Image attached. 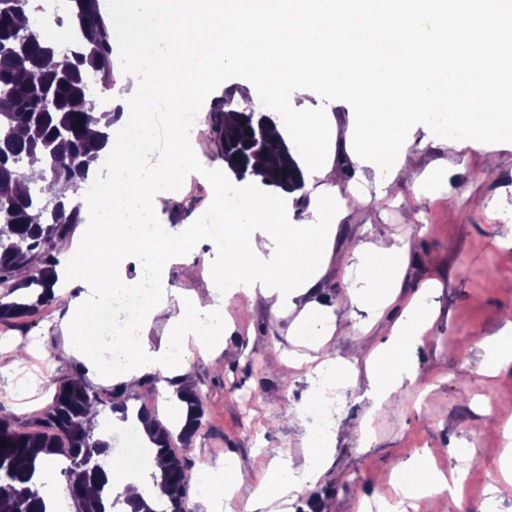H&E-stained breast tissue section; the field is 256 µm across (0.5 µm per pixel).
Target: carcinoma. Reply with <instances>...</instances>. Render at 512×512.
<instances>
[{"mask_svg":"<svg viewBox=\"0 0 512 512\" xmlns=\"http://www.w3.org/2000/svg\"><path fill=\"white\" fill-rule=\"evenodd\" d=\"M30 13L18 4L0 7V281L26 272L13 291L38 288L29 302L0 301V321L37 314L55 300L58 282L54 254L75 224L83 223L81 205L69 206L53 193L58 182L78 192L88 180L84 158L97 153L107 134L91 127L112 124L88 92L87 75L112 82V39L99 0H70V25L77 30V52L62 59L55 46L27 23ZM217 111L212 130L224 151V162L242 180L260 174L264 183L294 191L301 170L284 140L271 136L267 115L236 112L229 124ZM83 124H78V121ZM40 167L42 185L26 186L27 170ZM187 403V424L178 439L188 444L199 429L202 402L192 389L178 391ZM98 403L85 385L60 384L40 422L28 430L22 423L0 420V512H45L39 476L52 459H66L64 474L76 512H110L112 481L99 463L110 451L108 441L82 426L87 409ZM136 420L150 429L156 456L165 460L154 485L166 497L170 512H186L188 478L183 458L173 448L172 433L146 406Z\"/></svg>","mask_w":512,"mask_h":512,"instance_id":"1","label":"carcinoma"}]
</instances>
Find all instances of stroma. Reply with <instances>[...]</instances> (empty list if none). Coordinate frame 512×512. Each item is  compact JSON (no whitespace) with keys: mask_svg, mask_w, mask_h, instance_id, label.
I'll use <instances>...</instances> for the list:
<instances>
[{"mask_svg":"<svg viewBox=\"0 0 512 512\" xmlns=\"http://www.w3.org/2000/svg\"><path fill=\"white\" fill-rule=\"evenodd\" d=\"M261 103L246 79L222 82L205 100L198 119L208 124L213 110L224 104ZM297 108L325 106L330 124V160L338 178L336 192H357L350 205L331 206L329 223L336 230L333 260L324 263L315 291L298 299V307L322 300L332 306L337 322L353 325L350 333L335 332L326 352L337 362L362 364L366 354L382 346L411 300H427L436 319L411 363L414 383L404 384L387 407L370 412L360 388H337L338 409L324 453L325 466L315 482L306 484L294 502L295 512H382L396 497L393 475L418 455H429L431 467L449 479H459L462 501L439 496L432 512H486L487 488L497 484V512H512V482L496 480V465L512 426V370L493 378L479 375L485 359L472 339L491 336L503 326L501 313L512 310V245L504 241L502 217H512V150L449 148L447 139L419 131L398 169L384 173L373 166L350 163L354 113L343 101L322 103L307 90L295 91ZM389 180L386 195L375 184ZM212 189L201 175L189 174L180 190L164 199L157 217L171 233L186 229L212 200ZM386 238L407 255L404 278L395 301L378 317L340 293L355 264V248ZM216 257L212 242H201L182 260L166 264L165 289L222 296L212 277ZM80 289L60 288L41 314L11 324L0 323V419L31 422L43 416L60 383L85 372L83 360L69 352L70 303ZM224 296V295H223ZM227 298V297H226ZM296 313L275 317L268 306L246 294L227 298L225 329L215 348L216 360L196 359L186 385L203 399L202 425L182 455L188 465L190 512H208L200 497L197 475L209 468L212 479L223 478L225 460H234L252 479H263L271 468L267 451L283 449L292 471H299L311 449L307 437L311 417H297L316 382L317 366L289 371L288 353ZM367 333H359V326ZM311 353V345L297 347ZM24 385L25 396L13 395ZM88 387L98 397L122 394L129 408L147 406L172 432L180 426L161 382L143 378L137 395L102 377ZM473 453L469 463L458 461L456 445Z\"/></svg>","mask_w":512,"mask_h":512,"instance_id":"obj_1","label":"stroma"}]
</instances>
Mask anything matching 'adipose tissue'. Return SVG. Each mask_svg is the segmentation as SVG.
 <instances>
[{
	"label": "adipose tissue",
	"instance_id": "obj_1",
	"mask_svg": "<svg viewBox=\"0 0 512 512\" xmlns=\"http://www.w3.org/2000/svg\"><path fill=\"white\" fill-rule=\"evenodd\" d=\"M303 190L308 193L310 205L306 216L291 222L293 198L280 192L256 199L249 213L251 227L278 226L276 256L265 259L255 253L251 239L238 232L224 247V260L213 269V277L227 285L232 292H242L265 302L274 316L281 317L299 311L304 323H321L322 328L314 342L323 348L337 330L335 319L326 318L325 305L312 302L297 309L296 301L315 288L323 260L331 255L330 241L333 227L326 224L325 214L331 198L329 190L334 178L333 165L311 162L302 171ZM360 279L366 280L367 290H360L359 281L348 282L346 295L361 302L369 312L379 313L394 299L393 289L405 270L396 246L381 241L358 245L355 250ZM434 319L430 305L413 302L406 306L403 318L393 329L402 347L416 348ZM363 396L371 411L380 410L403 384L397 351L385 348L370 351L365 362ZM273 484H253L236 466L226 473L228 483L236 493L245 495L247 503L263 500L274 504L276 512H293L291 505L301 493L304 483L316 480L322 471L321 457H311L301 478H293L283 451L272 453ZM401 499L435 498L441 494L458 496L457 484L434 472L426 458L420 457L403 466L394 478Z\"/></svg>",
	"mask_w": 512,
	"mask_h": 512
}]
</instances>
